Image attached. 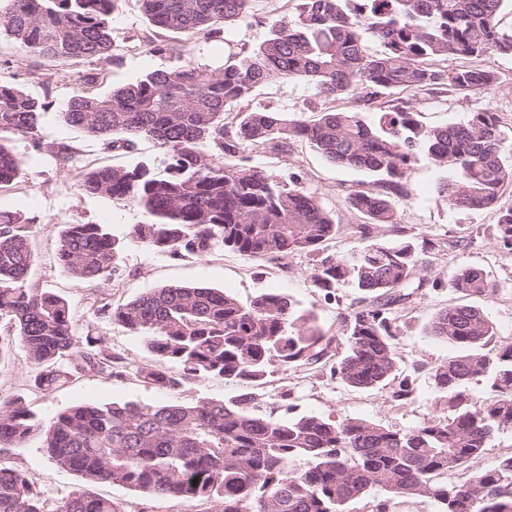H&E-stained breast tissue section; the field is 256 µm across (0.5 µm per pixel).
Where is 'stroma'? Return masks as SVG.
Here are the masks:
<instances>
[{"instance_id":"35a3bbf8","label":"stroma","mask_w":512,"mask_h":512,"mask_svg":"<svg viewBox=\"0 0 512 512\" xmlns=\"http://www.w3.org/2000/svg\"><path fill=\"white\" fill-rule=\"evenodd\" d=\"M296 8V0H255L248 17L227 26L223 38L206 40L155 28L144 17L139 0H122L112 21L114 60L104 66L95 89L105 92L135 82L146 72L169 70L188 60L221 71L231 54L258 46L275 24L293 19ZM156 40L173 45V52H150L149 44ZM484 64L499 76L494 89L476 94L451 92L435 100L418 101L416 109L423 124L460 123L469 113L489 109L498 113L504 126L511 127L512 58L493 56ZM91 68L85 60L24 57L13 39L0 35V81L20 85L30 95L50 101L39 126L41 149H34L28 138L8 133L0 137L21 160L17 179L0 188V213L16 216L27 226L35 253L29 285L52 289L65 297L76 335L105 337L113 352L123 357L126 372L120 377L105 373L75 377L43 391L35 387V371L22 348L14 343L0 357V400L23 398L37 417L46 419L80 402L191 403L238 395L239 386L220 378L174 392L141 382L136 369L156 361L146 339L93 314L95 301L118 304L164 285L200 284L231 293L244 302L265 292L282 293L300 310L313 312L329 335L341 336L338 316L357 306L361 291L347 282L328 295L312 288L310 279L322 257L347 254L360 245L357 228L363 217L350 208L348 195L371 188L372 175L338 166L301 141L290 142L284 151L270 147L246 151L248 165L283 183L300 186L334 215L339 231L325 243L322 253L292 254L268 261L248 259L230 250L205 258H172L152 252L130 238L132 226L143 219L140 211L77 188L79 177L95 168H131L142 162L157 168L162 165V156L151 141H139L130 150H112L64 120L65 105L78 88V73ZM252 104L289 113L320 108L322 100L304 82L274 81L257 92ZM62 145L71 149V158L64 164L57 157ZM449 176V171L419 159L408 173L409 195L397 204L398 228L382 225L372 231L385 242L403 240L418 247L427 240L435 245L425 256L426 277L438 280V287L419 290L411 304L396 314L394 329L401 356L396 379L370 390L349 387L334 374L336 360L332 357L319 365L278 369L267 377L262 392L266 403L277 406L279 417L291 412L315 413L338 422L361 418L390 429L412 427L433 416L447 418L448 407L435 385L434 371L458 350L431 336L429 325L440 310L451 305L467 302L478 307L494 324L497 344H512V250L498 237L499 211L512 207V186L505 189L496 208L461 211L449 207L440 193L441 183ZM91 223L107 224L113 236L125 244L107 281L75 280L57 260L60 225ZM468 266L487 275L494 285L492 295L468 299L451 287L453 272ZM403 378L410 381L412 394L399 400L395 393ZM0 465L25 470L51 502L66 497L80 483L74 474L49 460L35 439L21 448H0ZM96 491L118 501L123 512H214L213 503L207 501L156 498L110 483L97 485ZM382 502L388 512H439L433 500L393 497L376 490L350 502L346 512H377Z\"/></svg>"}]
</instances>
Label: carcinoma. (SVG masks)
Wrapping results in <instances>:
<instances>
[{
    "instance_id": "1",
    "label": "carcinoma",
    "mask_w": 512,
    "mask_h": 512,
    "mask_svg": "<svg viewBox=\"0 0 512 512\" xmlns=\"http://www.w3.org/2000/svg\"><path fill=\"white\" fill-rule=\"evenodd\" d=\"M9 2L0 32L25 53L112 63L110 24L120 0ZM140 2L153 26L209 39L246 16L253 0ZM505 9L512 11V0H299L295 20L228 58L219 73L189 61L104 94L79 89L63 112L67 123L114 149L150 140L165 166L97 168L78 190L141 211L146 220L133 226L132 239L172 258L230 249L248 259L281 260L322 250L339 231L334 215L301 187L233 161L291 140L375 177L373 188L348 196L350 208L367 219L364 239L371 224L397 227L396 200L408 196L407 172L421 156L455 171L441 187L450 207H495L512 185V136L499 115L483 109L460 123L426 127L412 98L493 89L494 70L450 69L444 62L512 57V31L499 27ZM371 42L380 49L370 51ZM277 79L310 84L324 98L322 107L290 113L241 107ZM403 91L412 97H400ZM342 99L348 107L339 110L334 102ZM49 106L0 82V133L40 145V116ZM20 164L0 141V187L13 183ZM498 229L511 248L512 207L501 212ZM433 249L425 241L421 252ZM121 250L104 224L60 225L57 259L77 280L110 278ZM419 253L407 242L368 241L315 266L312 287L329 294L352 280L367 294L341 316L346 350L334 372L344 384L370 389L395 376L393 314L422 288L439 286L417 276ZM33 261L25 225L0 214V322L10 325L34 366L35 385L114 374L121 357L101 336L75 335L68 301L26 286ZM451 282L466 296L485 297L494 288L472 267L458 269ZM92 308L147 339L158 363L136 374L163 390L205 378L259 386L276 369L323 362L334 341L275 292L244 303L214 288L170 285ZM430 332L465 354L434 372L448 419L431 417L408 429L314 413L277 418L247 390L228 401L78 403L47 420L19 398L0 400L1 448L36 438L58 468L81 479L51 504L24 470L0 466V512H122L94 491L105 482L148 496L211 500L217 512H345L374 489L432 499L440 512H512V454L470 470L496 434L512 431V345L493 346V323L466 304L439 311ZM476 377L489 393L479 404L467 392ZM458 472L462 480H449Z\"/></svg>"
}]
</instances>
